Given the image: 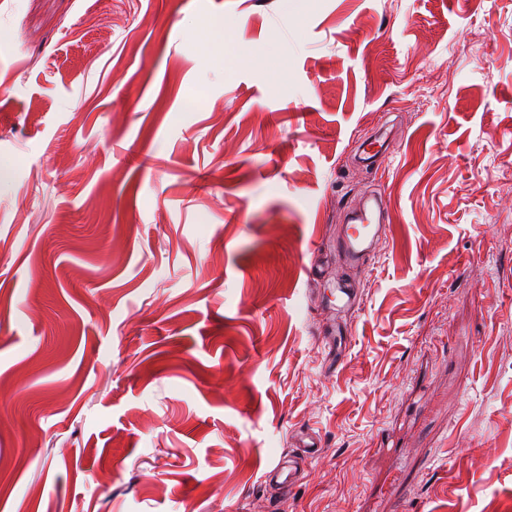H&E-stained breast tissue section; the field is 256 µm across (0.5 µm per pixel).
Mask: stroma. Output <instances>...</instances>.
Wrapping results in <instances>:
<instances>
[{
    "label": "stroma",
    "instance_id": "obj_1",
    "mask_svg": "<svg viewBox=\"0 0 512 512\" xmlns=\"http://www.w3.org/2000/svg\"><path fill=\"white\" fill-rule=\"evenodd\" d=\"M0 512H512V0H0ZM384 204L380 197L370 195L363 206L351 214L343 233L336 240V247L347 259L358 264L374 253L375 245L382 232L380 224L384 215ZM347 333H348V329H346L343 325H342V327L340 325H337L336 326V336H335V323L324 327L319 332V335H320L319 339L328 348L329 354H331L333 352L332 363L335 362V358H334L335 349H336V355H337V354H341L343 345L345 348L346 340H347V336H346Z\"/></svg>",
    "mask_w": 512,
    "mask_h": 512
}]
</instances>
